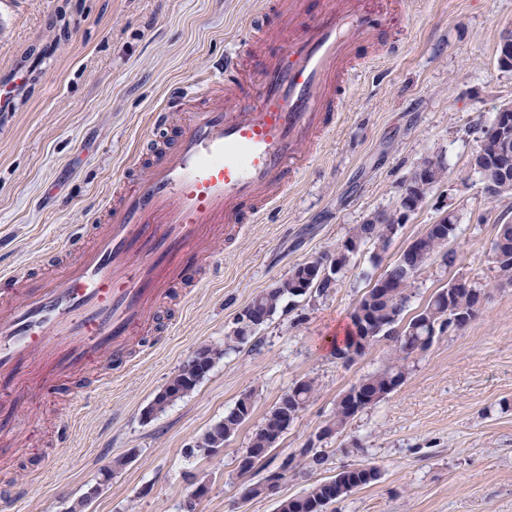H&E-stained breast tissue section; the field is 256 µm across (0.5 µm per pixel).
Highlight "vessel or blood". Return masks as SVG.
Returning <instances> with one entry per match:
<instances>
[{"label": "vessel or blood", "mask_w": 512, "mask_h": 512, "mask_svg": "<svg viewBox=\"0 0 512 512\" xmlns=\"http://www.w3.org/2000/svg\"><path fill=\"white\" fill-rule=\"evenodd\" d=\"M302 4L278 0L296 32L257 56L256 78L241 76L240 51L225 53L174 143L94 217L91 242L74 240L77 260L0 306V393L35 363L51 372L49 392L100 359L123 361L132 329L192 279L219 226L257 224L277 209L305 150L336 126L356 49L396 52L383 19L352 0H321L312 15Z\"/></svg>", "instance_id": "b4317fda"}]
</instances>
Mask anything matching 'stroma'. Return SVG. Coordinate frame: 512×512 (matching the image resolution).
Instances as JSON below:
<instances>
[{
  "label": "stroma",
  "mask_w": 512,
  "mask_h": 512,
  "mask_svg": "<svg viewBox=\"0 0 512 512\" xmlns=\"http://www.w3.org/2000/svg\"><path fill=\"white\" fill-rule=\"evenodd\" d=\"M258 0H0V267L47 272L45 253L64 250L98 213L126 169L145 172L141 140L152 112L203 82L212 62L244 34ZM512 28V0H408L388 13L394 59L359 54L334 134L311 151L272 222L248 224L217 243L199 286L174 288L137 328L129 360L89 365L41 392L32 367L13 396L17 427L0 453V487L15 501L0 512H68L115 457L114 472L87 512H180L206 481L197 512H276L271 499L242 501L238 460L255 425L290 386L314 397L267 458L302 447L328 420L339 395L383 369L394 344L381 341L346 365L327 337L349 324L366 290L368 252L328 297L278 310L249 343L218 360L187 396L149 413L156 395L203 345H223L238 313L295 265L331 253L356 224L398 209L421 162L442 155L447 176L383 256L392 263L443 212L455 211L454 263L434 257L412 286L411 310L454 279L493 281L477 316L408 360L403 383L324 441V469L288 474L291 496L336 470L364 464L380 480L330 512H512V282H495L490 253L512 197L489 201L471 169L474 127L512 101V70L497 43ZM111 376L106 387L91 383ZM253 414L217 453L189 449L244 393ZM52 468H45V461Z\"/></svg>",
  "instance_id": "stroma-1"
}]
</instances>
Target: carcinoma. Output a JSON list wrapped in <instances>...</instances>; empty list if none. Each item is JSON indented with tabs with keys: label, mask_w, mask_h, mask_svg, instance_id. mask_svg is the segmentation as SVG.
Returning a JSON list of instances; mask_svg holds the SVG:
<instances>
[{
	"label": "carcinoma",
	"mask_w": 512,
	"mask_h": 512,
	"mask_svg": "<svg viewBox=\"0 0 512 512\" xmlns=\"http://www.w3.org/2000/svg\"><path fill=\"white\" fill-rule=\"evenodd\" d=\"M484 162L472 163L478 176L498 164L508 165V173L512 175V133L508 132L498 139H493L481 147ZM447 167L440 156L425 158L420 165V172L411 176L405 187V200L401 207L417 210L425 201L428 190L441 181ZM400 224V212H377L369 215L363 223L357 225L349 238L336 247L330 258L331 274L335 281H340L350 268L354 257L361 248L372 249L371 260L377 262L380 255L387 251L391 244V234L396 225ZM458 224L454 212L450 211L439 221L434 230L422 234L416 246L424 255L417 259L407 251H401L397 258L387 266L382 274L375 277L370 272H362V278L368 281L371 288L367 289L357 300L360 311H351L350 321L353 332L343 342L333 346L334 358L349 365L354 362L350 357V348L361 343L358 323H363L370 333V340L364 351H369L377 342L386 339L395 343L397 353L395 363L387 368L361 376L349 391H359L366 400L360 410L377 405L405 378V367L401 361L405 356L419 350L429 348L441 324L455 316L472 315L478 308L481 297L486 295L488 285L456 279L437 289L429 297L424 306L412 316L405 317L406 308L412 297L413 280L422 268L426 267L434 256L444 253V259L453 262V251L445 248L457 237ZM493 245L504 252L512 254V224L496 225ZM331 289L316 283L309 266L300 263L279 280L273 287L257 294L247 304L258 320L254 325L236 324L231 335L224 338V347L204 345L197 349L193 356L180 366L167 386L156 397L150 410H161L168 404L186 396L209 374L217 360L228 351L245 344L265 326L273 315L288 304L307 297H324ZM315 392V382L303 379L295 382L279 398L266 414L265 418L251 433L248 448L244 457L256 462L253 473L265 469L264 459L275 449L278 440L288 430L284 415L291 413L294 417L307 407ZM255 391L243 394L233 408L224 414V418L211 426L200 438L189 454L202 453L211 455L215 449L224 447L225 442L235 436L240 428L249 420L253 411ZM357 414L342 398H337L334 408L326 423L320 427L321 432L328 436L342 433L349 422ZM328 457L324 450L305 444L296 448L282 459L278 469L282 476L290 472L306 469L317 471L327 463ZM381 478V470L374 464L360 467L344 468L331 476L336 484V498L331 499L327 493V480L320 479L309 485L298 495L286 497L277 502L276 512H328L330 504L339 501L352 492L372 485ZM266 498L265 478L258 480L250 477L243 488L242 499L250 501Z\"/></svg>",
	"instance_id": "carcinoma-1"
}]
</instances>
